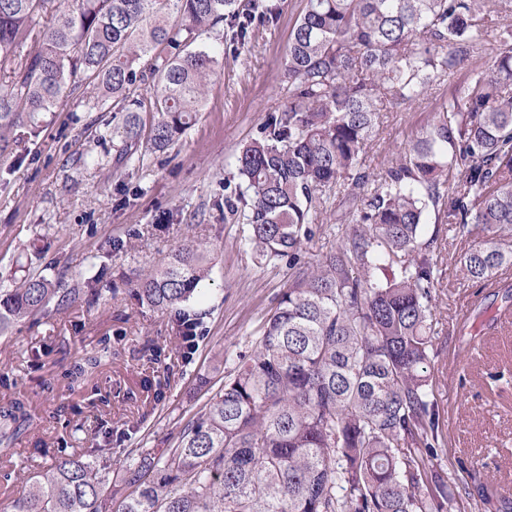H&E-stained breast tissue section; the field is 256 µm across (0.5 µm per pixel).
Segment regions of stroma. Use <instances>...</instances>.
Here are the masks:
<instances>
[{"label": "stroma", "mask_w": 512, "mask_h": 512, "mask_svg": "<svg viewBox=\"0 0 512 512\" xmlns=\"http://www.w3.org/2000/svg\"><path fill=\"white\" fill-rule=\"evenodd\" d=\"M274 2L276 19L255 23L245 41L225 31L205 107L167 150L146 147L139 162L119 163L121 147L107 126L116 105L92 108L80 77L42 132L0 158V273L38 271L77 292L74 302L49 307L0 340V375L28 396L49 445L174 444L224 382L211 370L215 353L247 350L287 286L288 262L260 263L244 243L246 225L226 205L239 182L235 155L258 137L268 113L288 103L282 66L305 0ZM468 75L461 69L428 98L384 110L366 149L370 170L383 172L434 109L460 95ZM187 233L212 262L207 294L195 304L207 313L204 337L188 365L169 343L166 317L128 295L136 274L164 265ZM423 235L437 238L443 269L430 371L444 458L461 480L476 466L489 475L485 486H471L465 512H512V264L492 282H472L457 261L468 241L432 216ZM91 277L102 292L97 301L80 292ZM104 346L111 357L98 372L77 383L65 378L74 360ZM157 347L163 357H155ZM199 372L210 374L209 392H195ZM145 375L169 381L161 404L139 392ZM141 410L145 423L124 429L122 419Z\"/></svg>", "instance_id": "obj_1"}]
</instances>
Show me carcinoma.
Masks as SVG:
<instances>
[{
    "mask_svg": "<svg viewBox=\"0 0 512 512\" xmlns=\"http://www.w3.org/2000/svg\"><path fill=\"white\" fill-rule=\"evenodd\" d=\"M185 37L174 31L171 14ZM273 7L253 0H0V157L36 132L82 75L93 107L112 116L119 161L148 144L167 149L202 110L219 51L202 34L245 38ZM29 39L34 48L21 54ZM460 96L443 104L382 174L364 164L379 112L412 104L486 50ZM288 106L268 113L236 158L233 211L266 263L295 269L275 310L225 371L204 410L169 448L128 451L110 478L112 449L34 451L51 464L30 473L10 512H461L468 488L442 461L431 374L434 290L442 276L428 212L471 241L460 258L485 282L512 261V0H306L284 59ZM152 81L153 96L131 99ZM336 246L300 262L318 231ZM211 261L190 236L161 269L139 275L136 300L170 315L183 362L190 329L207 311L187 308ZM56 284L27 275L0 287V336L41 313ZM102 348L67 372L106 362ZM37 427L28 399L0 396V484L18 468L13 441Z\"/></svg>",
    "mask_w": 512,
    "mask_h": 512,
    "instance_id": "1",
    "label": "carcinoma"
}]
</instances>
